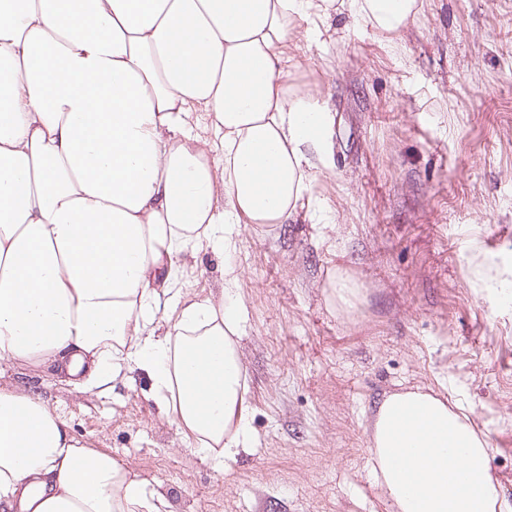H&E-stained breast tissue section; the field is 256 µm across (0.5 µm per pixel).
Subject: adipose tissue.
Segmentation results:
<instances>
[{"label": "adipose tissue", "mask_w": 512, "mask_h": 512, "mask_svg": "<svg viewBox=\"0 0 512 512\" xmlns=\"http://www.w3.org/2000/svg\"><path fill=\"white\" fill-rule=\"evenodd\" d=\"M334 0H0V363L87 388L145 371L214 467L250 406L233 285L171 293L182 253L285 224L330 116L280 61ZM396 31L415 0H349ZM172 319L165 335L159 320ZM466 414L419 390L377 408L372 473L397 512H512ZM161 493L0 385V512H162Z\"/></svg>", "instance_id": "ef3b65f1"}]
</instances>
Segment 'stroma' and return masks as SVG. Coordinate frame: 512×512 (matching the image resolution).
Listing matches in <instances>:
<instances>
[{"label": "stroma", "mask_w": 512, "mask_h": 512, "mask_svg": "<svg viewBox=\"0 0 512 512\" xmlns=\"http://www.w3.org/2000/svg\"><path fill=\"white\" fill-rule=\"evenodd\" d=\"M292 40L291 89L332 117L286 224L243 226L235 251L186 253L175 287L245 308L251 438L215 469L162 418L152 380L79 388L0 366L80 443L161 492L166 512H393L371 474L379 401L421 389L486 435L512 501V0H416L395 33L346 8ZM358 293L331 296L336 275Z\"/></svg>", "instance_id": "35a3bbf8"}]
</instances>
